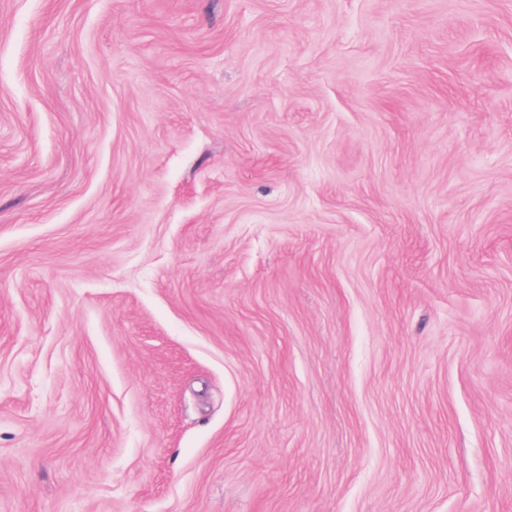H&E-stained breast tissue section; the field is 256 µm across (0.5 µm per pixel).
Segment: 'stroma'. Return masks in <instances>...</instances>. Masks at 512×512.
Returning a JSON list of instances; mask_svg holds the SVG:
<instances>
[{
	"label": "stroma",
	"mask_w": 512,
	"mask_h": 512,
	"mask_svg": "<svg viewBox=\"0 0 512 512\" xmlns=\"http://www.w3.org/2000/svg\"><path fill=\"white\" fill-rule=\"evenodd\" d=\"M0 512H512V0H0Z\"/></svg>",
	"instance_id": "stroma-1"
}]
</instances>
